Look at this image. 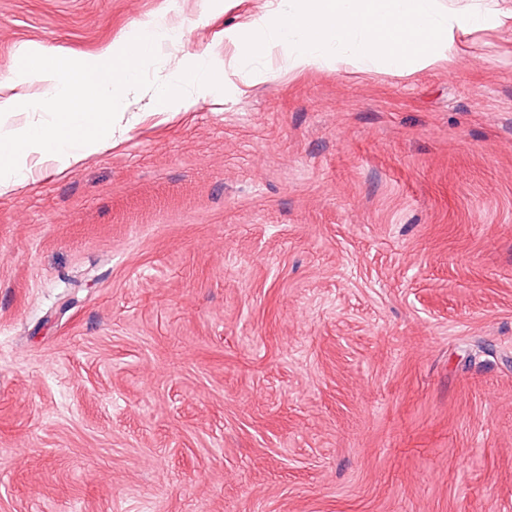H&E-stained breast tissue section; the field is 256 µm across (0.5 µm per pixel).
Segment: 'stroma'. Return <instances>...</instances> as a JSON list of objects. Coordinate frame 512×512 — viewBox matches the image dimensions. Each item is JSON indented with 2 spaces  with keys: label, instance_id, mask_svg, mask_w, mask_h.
I'll use <instances>...</instances> for the list:
<instances>
[{
  "label": "stroma",
  "instance_id": "35a3bbf8",
  "mask_svg": "<svg viewBox=\"0 0 512 512\" xmlns=\"http://www.w3.org/2000/svg\"><path fill=\"white\" fill-rule=\"evenodd\" d=\"M266 2L0 0V94L147 20L223 86L0 196V512H512V29L247 83Z\"/></svg>",
  "mask_w": 512,
  "mask_h": 512
}]
</instances>
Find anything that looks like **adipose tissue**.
Wrapping results in <instances>:
<instances>
[{
  "label": "adipose tissue",
  "instance_id": "ef3b65f1",
  "mask_svg": "<svg viewBox=\"0 0 512 512\" xmlns=\"http://www.w3.org/2000/svg\"><path fill=\"white\" fill-rule=\"evenodd\" d=\"M512 28V0H274L234 35L249 52L285 57L300 73L353 57L384 61L401 74L408 63L453 65L460 35Z\"/></svg>",
  "mask_w": 512,
  "mask_h": 512
}]
</instances>
